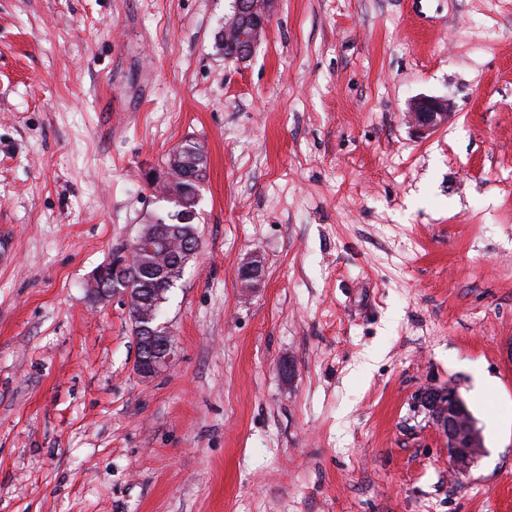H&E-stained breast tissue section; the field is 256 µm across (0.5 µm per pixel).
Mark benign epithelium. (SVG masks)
<instances>
[{
  "mask_svg": "<svg viewBox=\"0 0 512 512\" xmlns=\"http://www.w3.org/2000/svg\"><path fill=\"white\" fill-rule=\"evenodd\" d=\"M277 0H234L233 12L225 17L224 37L239 38L236 57L240 60L252 56L262 37L267 32ZM453 115V104L447 98L420 96L412 99L408 105V117L414 128L429 135L448 125ZM167 239L157 233L141 232L133 240L134 248L166 246ZM131 264V249L125 247L112 254L110 265L98 270L93 276L88 292L95 299L104 298L102 287L107 277H112V286L108 293L122 296L127 303L129 320L134 324L137 349L140 352L160 351L155 358L137 356L135 369L143 378H152L166 367L174 357L173 332L167 323L152 321L136 289L132 288L126 268ZM242 277L250 280L246 287L262 277L261 262L253 259L239 268ZM423 403L434 423L448 437V451L454 471L467 475L484 452V438L477 428L464 401L452 385L446 389L429 388L423 392Z\"/></svg>",
  "mask_w": 512,
  "mask_h": 512,
  "instance_id": "1",
  "label": "benign epithelium"
}]
</instances>
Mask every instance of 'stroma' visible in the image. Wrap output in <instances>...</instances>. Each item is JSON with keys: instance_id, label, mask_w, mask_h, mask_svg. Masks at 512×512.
I'll return each instance as SVG.
<instances>
[{"instance_id": "1", "label": "stroma", "mask_w": 512, "mask_h": 512, "mask_svg": "<svg viewBox=\"0 0 512 512\" xmlns=\"http://www.w3.org/2000/svg\"><path fill=\"white\" fill-rule=\"evenodd\" d=\"M232 8L0 0V512H512V0H278L244 61ZM423 95L456 112L426 137ZM189 138L200 248L144 379L86 283ZM174 151L181 154H188L193 160L197 161L196 165L198 166V169L195 176L196 183H188V185L196 191L195 195L198 196L203 180V164L205 158L203 146L197 141L186 139L182 141V143H180ZM423 403L434 423L448 437V451L454 471L466 476L484 452V438L477 428L456 388H429L423 392ZM443 399V401H442ZM469 448H475L474 455Z\"/></svg>"}]
</instances>
